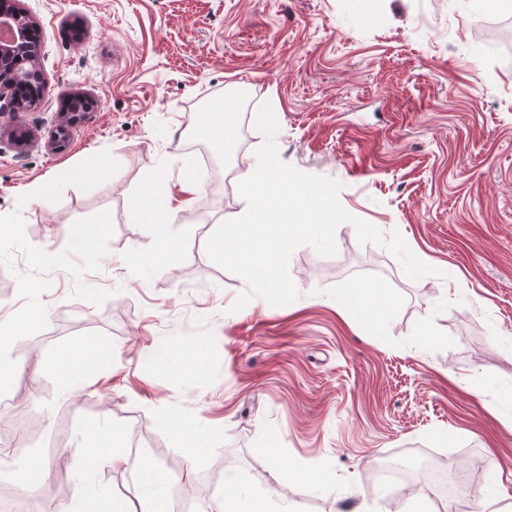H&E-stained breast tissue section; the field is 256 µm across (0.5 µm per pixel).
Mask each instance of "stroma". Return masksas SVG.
<instances>
[{"label": "stroma", "instance_id": "1", "mask_svg": "<svg viewBox=\"0 0 512 512\" xmlns=\"http://www.w3.org/2000/svg\"><path fill=\"white\" fill-rule=\"evenodd\" d=\"M41 27L47 92L28 112L0 113V215L21 211L28 241L62 251L72 225L111 214L114 236L84 283L108 290L100 305L71 298L73 277L51 272L48 324L10 355L13 385L0 424L33 417L26 433H0V492L25 483L34 512H64L88 430L108 422L132 464L91 471V495L139 512L136 485L190 470L185 489L220 505L211 478L238 479L272 497L276 512H402L368 472L380 456L444 468L469 465L478 487L495 480L512 504V10L481 0H21ZM95 103L71 125L72 96ZM277 119L280 160L336 179L340 202L383 237L399 232L437 268L412 280L376 243L340 224L338 253L298 248L290 274L300 297L271 306L208 258L223 221L242 215L238 183L256 168L262 104ZM227 114L221 179L198 174L187 135ZM103 150L110 179L59 202L31 192ZM156 211L134 215L136 196ZM172 243L157 251L159 237ZM0 264V322L24 305L16 272ZM467 283L459 290L456 280ZM380 285V328L341 312V293ZM76 353L75 388L53 366ZM174 413L197 426L203 450L165 426ZM42 467L31 471V460ZM313 485L284 489L282 469Z\"/></svg>", "mask_w": 512, "mask_h": 512}]
</instances>
